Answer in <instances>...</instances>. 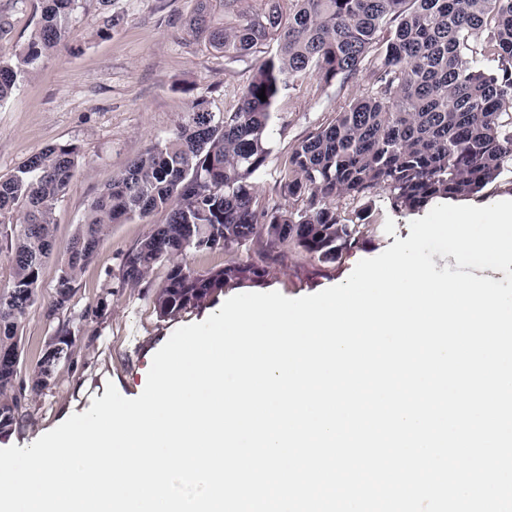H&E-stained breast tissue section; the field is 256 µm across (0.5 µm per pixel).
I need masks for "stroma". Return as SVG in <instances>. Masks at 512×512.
<instances>
[{"instance_id":"stroma-1","label":"stroma","mask_w":512,"mask_h":512,"mask_svg":"<svg viewBox=\"0 0 512 512\" xmlns=\"http://www.w3.org/2000/svg\"><path fill=\"white\" fill-rule=\"evenodd\" d=\"M43 0H0L7 23L0 45L24 46L41 22ZM195 0H112L120 22L97 36L99 0H80L70 20L71 34L22 77L12 97L0 104V177L10 176L29 157L52 145L71 143L80 151L65 195L55 210L56 239L66 243L89 204L128 162L172 136L193 97L205 96L210 109L235 106L250 71L245 62L226 64L224 56L188 36ZM364 78L325 90L307 88L279 105V132L258 193L269 205H282L279 173L289 149L331 113L364 93ZM413 216L377 201L365 243L333 264H324L293 245L275 249L261 282L224 289V297L277 291L289 298L318 293L342 283L359 260L372 258L407 239ZM155 213L113 225L94 258L78 277L65 316L79 333L71 360L60 364L52 389L30 396L26 416L0 448L26 447L72 414L88 410L114 383L127 398L144 389L154 354L178 327L205 320L218 303L161 319L155 295L166 280L168 263L154 266L144 281L121 280L124 254L162 223ZM63 254L43 267L39 298L20 331V377L29 379L56 328L45 316L55 293ZM99 316H92V309Z\"/></svg>"}]
</instances>
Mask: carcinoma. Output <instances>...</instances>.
Returning a JSON list of instances; mask_svg holds the SVG:
<instances>
[{
    "mask_svg": "<svg viewBox=\"0 0 512 512\" xmlns=\"http://www.w3.org/2000/svg\"><path fill=\"white\" fill-rule=\"evenodd\" d=\"M78 2L43 0L42 23L13 54L16 64L0 52V104L27 68L69 36ZM196 2V35L229 63L252 57L249 82L226 112L193 98L172 137L105 185L64 247L48 317L68 309L78 274L114 224L166 214L124 255L121 271L123 282L137 285L156 264L172 262L155 296L159 317L172 319L231 284L261 281L275 247L291 243L336 261L363 244L381 193L393 209L413 212L435 199L480 198L512 172V0ZM360 74L367 91L288 151L279 180L288 205H267L257 183L281 101L311 80L327 88ZM78 160L76 146H51L0 178V223L13 225L10 278L0 292V435L73 353L77 329L60 321L29 382L19 380V324L36 301L43 264L59 248L56 204ZM360 201V209L342 207ZM247 243L259 261L207 272L173 261Z\"/></svg>",
    "mask_w": 512,
    "mask_h": 512,
    "instance_id": "obj_1",
    "label": "carcinoma"
}]
</instances>
